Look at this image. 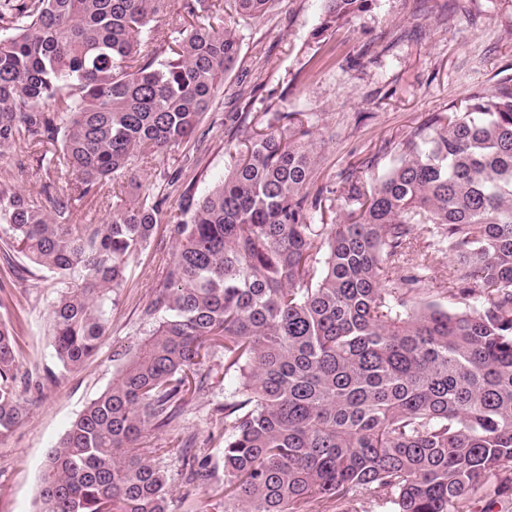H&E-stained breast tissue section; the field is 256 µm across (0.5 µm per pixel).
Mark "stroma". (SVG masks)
<instances>
[{"mask_svg":"<svg viewBox=\"0 0 512 512\" xmlns=\"http://www.w3.org/2000/svg\"><path fill=\"white\" fill-rule=\"evenodd\" d=\"M322 0H277L266 14L242 23L239 60L188 143L145 159L122 185L150 184L165 197L164 213L148 246L131 263L95 354L79 369L56 372L48 318L57 284L50 273L0 253V318L25 362L49 374L13 433L0 440V512H38L41 475L51 449L84 406L112 381L128 352L149 330L143 309L166 276L176 251L168 226L179 196H203L233 166L249 139L265 132L269 112L310 117L320 184L339 188L341 174L378 158L391 166L395 147L418 123L448 109L476 86L512 77V0H377L336 32L315 38ZM257 93L236 133L225 123L242 87ZM180 172L176 185L165 176ZM0 175L43 209H51L56 171L38 153L0 158ZM204 391H190L179 418L147 433L140 445L159 449L174 495L170 512H224V353H211L198 370ZM207 455L214 474L194 495L183 486L184 452ZM466 512H512V471L493 477L465 503Z\"/></svg>","mask_w":512,"mask_h":512,"instance_id":"1","label":"stroma"}]
</instances>
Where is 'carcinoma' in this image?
<instances>
[{
	"label": "carcinoma",
	"instance_id": "carcinoma-1",
	"mask_svg": "<svg viewBox=\"0 0 512 512\" xmlns=\"http://www.w3.org/2000/svg\"><path fill=\"white\" fill-rule=\"evenodd\" d=\"M278 0H0V157L59 145L41 162L64 185L53 212L0 181V242L57 277L52 346L62 371L97 350L164 198L116 197L97 224L74 204L119 181L140 153L186 142L241 51L231 18ZM317 34L376 0H323ZM269 132L205 195H182L178 250L145 308L152 329L92 399L43 470L41 512H168L158 449L138 442L178 415L190 378L224 350V512H460L512 470V77L473 88L414 127L379 177L345 172L344 219L318 224L310 127L274 112ZM437 240L459 288L425 298L415 235ZM0 319V439L24 419L39 372ZM187 492L213 475L182 461Z\"/></svg>",
	"mask_w": 512,
	"mask_h": 512
}]
</instances>
